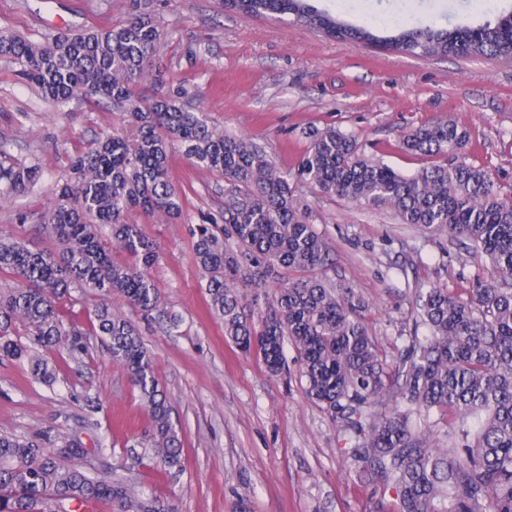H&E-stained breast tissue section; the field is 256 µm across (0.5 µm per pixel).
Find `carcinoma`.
Wrapping results in <instances>:
<instances>
[{
	"instance_id": "1",
	"label": "carcinoma",
	"mask_w": 512,
	"mask_h": 512,
	"mask_svg": "<svg viewBox=\"0 0 512 512\" xmlns=\"http://www.w3.org/2000/svg\"><path fill=\"white\" fill-rule=\"evenodd\" d=\"M241 13L291 15L293 23L349 42H376L366 29L320 12L306 0H224ZM495 23L436 30L411 26L386 40L412 56L512 57V33ZM161 41L154 0H132L126 21L35 44L0 33V58L56 111L75 98L122 113L132 136L106 132L94 149L74 156L71 184L55 188L45 229L54 246L32 249L0 238V360L27 364L48 386L54 367L45 353L88 352L86 332L66 320L59 301L75 290L102 298L89 318L113 363L127 373L150 426L135 444L153 449L164 470L182 467L171 405L139 330L107 303L118 294L150 315L161 300L149 275L159 258L128 215H183L169 168L180 151L192 165L224 177V210L193 228L195 263L224 336L244 354L257 352L270 373L286 370L284 345L296 348L305 392L338 425L337 452L358 476L393 494L394 512H512V190L459 159L467 130L438 120L406 132L401 148L432 159L413 176L364 156L341 130L309 134V150L291 171L264 147L227 135L180 102L177 93L143 99L133 86L152 73ZM38 162L0 163V194L22 196L41 181ZM305 182L320 193L384 207L403 224L465 239L488 260L491 281L453 292L415 288L413 317L425 333L406 338L387 361L362 317L364 301L325 274L329 249L294 195ZM134 264L112 260V247ZM280 286L255 320L240 289ZM23 329L27 343L15 339ZM83 441L49 433L21 437L0 431V512H175L122 478L89 476Z\"/></svg>"
}]
</instances>
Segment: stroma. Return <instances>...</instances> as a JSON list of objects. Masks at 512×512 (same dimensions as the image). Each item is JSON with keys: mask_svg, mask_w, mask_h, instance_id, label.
<instances>
[{"mask_svg": "<svg viewBox=\"0 0 512 512\" xmlns=\"http://www.w3.org/2000/svg\"><path fill=\"white\" fill-rule=\"evenodd\" d=\"M345 23L379 36L408 25L478 26L512 12V0H308ZM164 36L160 82L136 91L161 95L183 88L189 108L208 114L225 133L262 145L277 166L292 169L310 131L329 127L355 137L361 150L411 176L427 161L402 151L403 131L451 120L467 129L461 154L501 185H512V61L453 56L416 58L379 46L331 39L275 19L242 15L222 0H155ZM130 0H0V31L41 42L98 24L127 20ZM118 122L115 112L83 101L54 111L0 59V131L8 159L40 161L44 177L23 197H0V237L51 246L43 216L55 185L73 177L70 160ZM172 182L185 194V218L133 212L131 223L160 248L150 276L177 327L120 297L112 305L142 332L154 372L172 406L183 448L182 470H157L147 448H130L148 428L147 413L124 371L96 337L87 355L54 356L56 381L46 386L18 362L0 363V430L19 436L75 434L83 464L115 474L177 512H378L392 505L359 479L337 452V432L306 395L293 345L285 374L271 375L257 354H242L210 310L194 261L192 225L224 207L223 177L175 155ZM295 196L327 241L336 283L365 302L364 320L388 358L413 332L410 302L417 284L455 291L491 276V267L447 235L399 223L391 211L322 196L298 183ZM105 451H98V444Z\"/></svg>", "mask_w": 512, "mask_h": 512, "instance_id": "35a3bbf8", "label": "stroma"}]
</instances>
